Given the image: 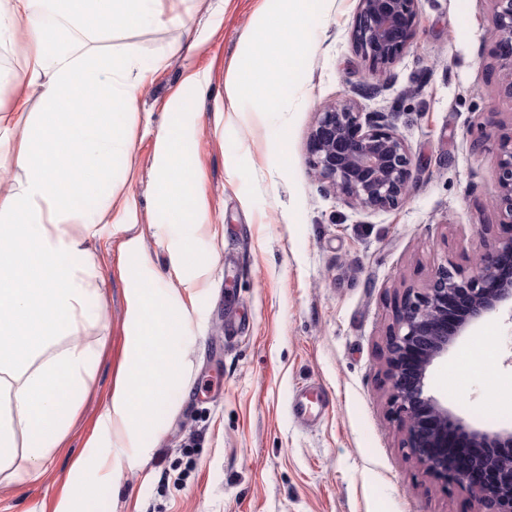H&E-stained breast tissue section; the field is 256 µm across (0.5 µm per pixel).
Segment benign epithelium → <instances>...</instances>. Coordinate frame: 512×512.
Returning <instances> with one entry per match:
<instances>
[{
  "instance_id": "benign-epithelium-1",
  "label": "benign epithelium",
  "mask_w": 512,
  "mask_h": 512,
  "mask_svg": "<svg viewBox=\"0 0 512 512\" xmlns=\"http://www.w3.org/2000/svg\"><path fill=\"white\" fill-rule=\"evenodd\" d=\"M419 0H359L353 41L369 71H387L416 36ZM494 4L492 36L499 51L501 91L512 99V0ZM310 164L317 179L343 201L362 210L392 209L411 194L416 166L408 144L385 112H366L353 97L324 105L310 131ZM495 200L509 235L484 248L472 271L441 267L425 287L408 290L396 326L386 342L389 402L405 423V447L433 478L462 484L473 512H512V466L499 467L503 480L489 486L472 473L494 469L475 454L448 468V424L467 434L475 448L512 446V431L474 429L429 391V368L473 322L512 303V268L501 257L512 254V133L499 140Z\"/></svg>"
}]
</instances>
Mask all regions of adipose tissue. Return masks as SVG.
Returning a JSON list of instances; mask_svg holds the SVG:
<instances>
[{"instance_id":"adipose-tissue-1","label":"adipose tissue","mask_w":512,"mask_h":512,"mask_svg":"<svg viewBox=\"0 0 512 512\" xmlns=\"http://www.w3.org/2000/svg\"><path fill=\"white\" fill-rule=\"evenodd\" d=\"M165 0H0V45L23 43V90L0 113V134H18L11 162L20 176L0 189V471L13 481L34 475L64 442L96 368L94 350L58 337L81 335L98 316L100 270L87 247L101 224L125 227L121 243L127 337L113 389L93 434L72 466V482L53 512H92L96 482L112 475L102 449L153 451L176 407L172 390L187 392L184 329L192 311L172 298L171 282L190 286L210 259L196 243L202 199L195 141L179 114L156 136L154 194L166 221L135 229L136 202L125 198L113 216V165L132 148L134 88L148 72L132 51L101 58L63 50L59 21L96 36L134 30L164 15ZM321 0H272L245 38L243 62L232 71L227 108L278 111L297 81L320 14ZM136 80H129V72ZM38 111H28L30 95ZM174 235L165 269L144 249L145 235ZM28 433L16 451V430Z\"/></svg>"}]
</instances>
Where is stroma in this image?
<instances>
[{
    "instance_id": "obj_1",
    "label": "stroma",
    "mask_w": 512,
    "mask_h": 512,
    "mask_svg": "<svg viewBox=\"0 0 512 512\" xmlns=\"http://www.w3.org/2000/svg\"><path fill=\"white\" fill-rule=\"evenodd\" d=\"M263 0H167L168 21L100 41L101 54L134 47L147 80L137 89L134 148L115 170L137 220L160 224L152 177L167 112L185 113L195 137L205 207L218 228L200 236L212 258L186 328L190 393L149 459H120L98 491L97 512H472L468 488L436 481L404 446L388 401L386 340L406 289L442 266L469 270L503 234L498 139L512 130L500 91L490 0H419L417 36L390 69L372 75L356 53L359 0H323L299 82L284 111L224 109L232 66ZM20 46H0V106L22 91ZM206 77L199 88L190 74ZM347 96L389 113L418 166L398 208L347 206L316 180L307 142L319 109ZM284 141L272 146L270 127ZM122 231L99 227L97 321L82 336L100 354L78 418L40 475L0 484V512H53L74 460L113 388L125 336ZM484 345L456 390L448 372ZM429 387L469 426L512 428V307L456 337ZM331 405L312 424L291 414L295 393Z\"/></svg>"
}]
</instances>
